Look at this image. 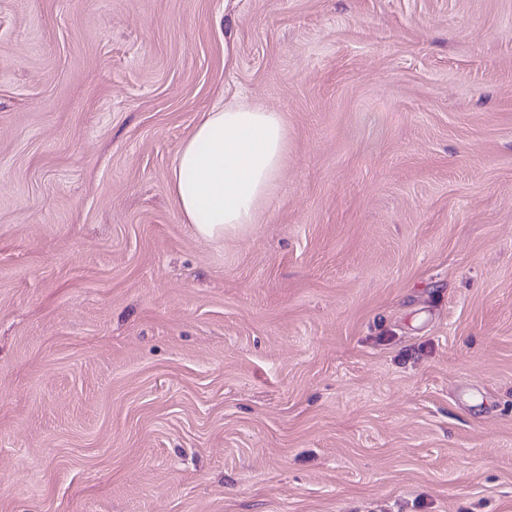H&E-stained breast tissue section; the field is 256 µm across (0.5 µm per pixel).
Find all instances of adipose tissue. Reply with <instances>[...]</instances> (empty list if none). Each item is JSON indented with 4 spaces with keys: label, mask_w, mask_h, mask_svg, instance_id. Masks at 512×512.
<instances>
[{
    "label": "adipose tissue",
    "mask_w": 512,
    "mask_h": 512,
    "mask_svg": "<svg viewBox=\"0 0 512 512\" xmlns=\"http://www.w3.org/2000/svg\"><path fill=\"white\" fill-rule=\"evenodd\" d=\"M287 151L282 113L238 101L204 113L172 171L186 223L210 241L248 230L278 189Z\"/></svg>",
    "instance_id": "ef3b65f1"
}]
</instances>
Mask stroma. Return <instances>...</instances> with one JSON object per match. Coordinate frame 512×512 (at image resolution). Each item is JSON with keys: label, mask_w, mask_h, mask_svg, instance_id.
<instances>
[{"label": "stroma", "mask_w": 512, "mask_h": 512, "mask_svg": "<svg viewBox=\"0 0 512 512\" xmlns=\"http://www.w3.org/2000/svg\"><path fill=\"white\" fill-rule=\"evenodd\" d=\"M0 512H512V0H0ZM287 151L281 112L238 101L205 112L175 153L172 187L186 223L210 241L257 224Z\"/></svg>", "instance_id": "1"}]
</instances>
